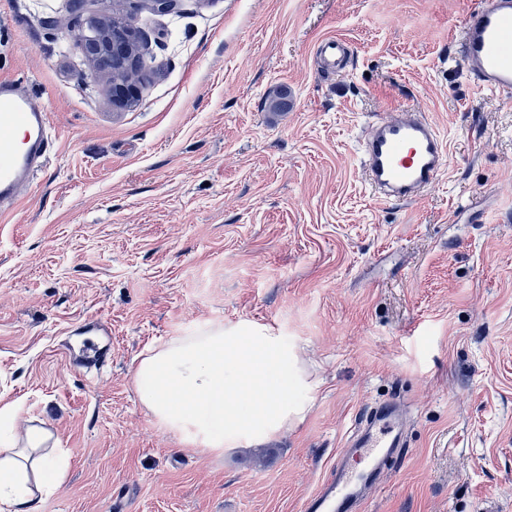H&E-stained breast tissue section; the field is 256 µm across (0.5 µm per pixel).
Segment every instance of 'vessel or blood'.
Segmentation results:
<instances>
[{
  "label": "vessel or blood",
  "instance_id": "obj_1",
  "mask_svg": "<svg viewBox=\"0 0 512 512\" xmlns=\"http://www.w3.org/2000/svg\"><path fill=\"white\" fill-rule=\"evenodd\" d=\"M458 53L479 86L512 96V0H474L460 31ZM350 55L340 36L321 38L315 61L323 71L342 73ZM51 149L47 114L32 97L0 87V206L17 203L31 175ZM449 149L427 114L402 108L397 117L371 122L360 139V165L377 197L409 202L432 188L446 166ZM405 421L396 402L376 404L351 439L353 462L337 461L308 496L304 512H356L380 479V462L406 446Z\"/></svg>",
  "mask_w": 512,
  "mask_h": 512
}]
</instances>
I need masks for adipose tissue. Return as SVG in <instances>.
<instances>
[{"instance_id": "ef3b65f1", "label": "adipose tissue", "mask_w": 512, "mask_h": 512, "mask_svg": "<svg viewBox=\"0 0 512 512\" xmlns=\"http://www.w3.org/2000/svg\"><path fill=\"white\" fill-rule=\"evenodd\" d=\"M294 360L269 328L215 324L149 350L134 383L153 418L186 445L233 448L263 443L303 419L313 387ZM17 420L16 409L0 408V506L38 512L68 463L48 452L51 430Z\"/></svg>"}]
</instances>
